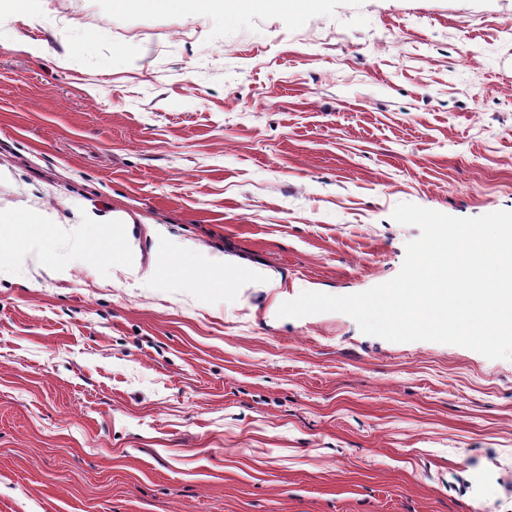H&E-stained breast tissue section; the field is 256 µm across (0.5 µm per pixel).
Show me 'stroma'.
<instances>
[{"label": "stroma", "mask_w": 512, "mask_h": 512, "mask_svg": "<svg viewBox=\"0 0 512 512\" xmlns=\"http://www.w3.org/2000/svg\"><path fill=\"white\" fill-rule=\"evenodd\" d=\"M112 2L0 26V512H512V360L278 314L512 211V0ZM153 3L157 9L168 8L192 16L197 13L208 12L213 9L230 10V2L223 0H114L117 9L137 8Z\"/></svg>", "instance_id": "35a3bbf8"}]
</instances>
